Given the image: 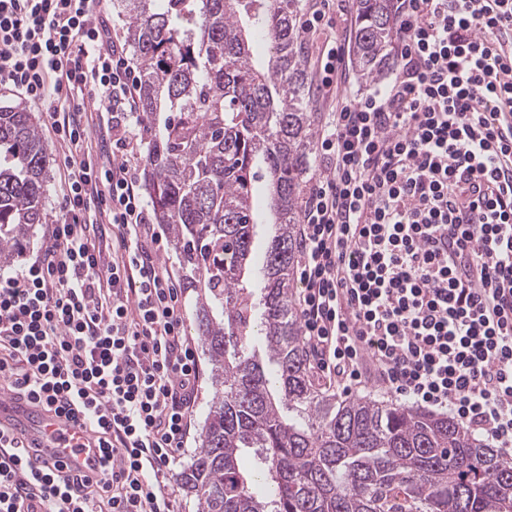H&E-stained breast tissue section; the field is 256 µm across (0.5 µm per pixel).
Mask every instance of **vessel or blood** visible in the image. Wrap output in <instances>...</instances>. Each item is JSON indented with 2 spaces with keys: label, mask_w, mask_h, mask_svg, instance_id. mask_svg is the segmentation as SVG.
<instances>
[{
  "label": "vessel or blood",
  "mask_w": 512,
  "mask_h": 512,
  "mask_svg": "<svg viewBox=\"0 0 512 512\" xmlns=\"http://www.w3.org/2000/svg\"><path fill=\"white\" fill-rule=\"evenodd\" d=\"M0 430L18 437L53 439L54 447L46 450L39 464L54 470L83 467L84 449L93 443L90 432L74 425L65 416L17 402L2 388Z\"/></svg>",
  "instance_id": "1"
}]
</instances>
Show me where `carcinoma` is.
<instances>
[{
    "label": "carcinoma",
    "instance_id": "1",
    "mask_svg": "<svg viewBox=\"0 0 512 512\" xmlns=\"http://www.w3.org/2000/svg\"><path fill=\"white\" fill-rule=\"evenodd\" d=\"M113 4L150 129L142 187L197 293L212 394L177 479L199 512H512V462L453 419L339 401L310 376L291 295L316 135L300 0ZM354 11V65L375 78L393 0ZM47 158L33 113L0 110V271L46 221ZM268 213L276 232L257 250Z\"/></svg>",
    "mask_w": 512,
    "mask_h": 512
}]
</instances>
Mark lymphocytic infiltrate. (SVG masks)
Returning <instances> with one entry per match:
<instances>
[{"label": "lymphocytic infiltrate", "mask_w": 512, "mask_h": 512, "mask_svg": "<svg viewBox=\"0 0 512 512\" xmlns=\"http://www.w3.org/2000/svg\"><path fill=\"white\" fill-rule=\"evenodd\" d=\"M391 80L357 97L348 45L302 206L309 352L512 450V0H399ZM139 78L96 0H0V89L67 149L40 254L0 279V385L82 418L89 473L40 472L0 432V512H175L200 367L139 188Z\"/></svg>", "instance_id": "f902f5d3"}]
</instances>
